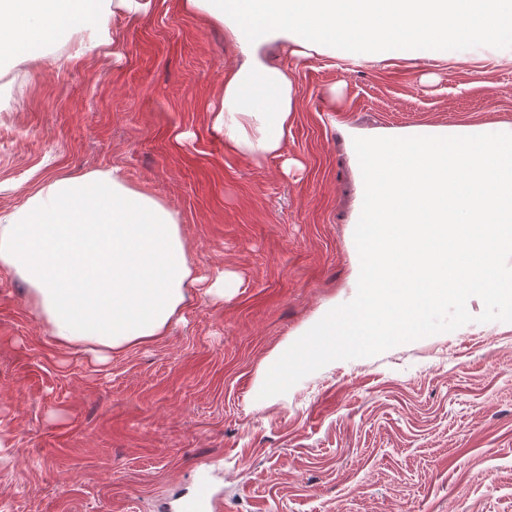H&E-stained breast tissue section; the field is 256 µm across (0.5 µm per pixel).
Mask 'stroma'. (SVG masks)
Instances as JSON below:
<instances>
[{
  "label": "stroma",
  "mask_w": 512,
  "mask_h": 512,
  "mask_svg": "<svg viewBox=\"0 0 512 512\" xmlns=\"http://www.w3.org/2000/svg\"><path fill=\"white\" fill-rule=\"evenodd\" d=\"M152 0L114 46L53 48L0 73V211L45 178L120 168L180 217L198 276L167 332L106 364L64 347L0 269V512H179L210 475L221 512H512V322H473L337 360L260 398L256 376L357 292L363 185L353 140L377 131H512V66L329 56L292 69L283 160L256 164L207 126L234 62L224 34Z\"/></svg>",
  "instance_id": "35a3bbf8"
}]
</instances>
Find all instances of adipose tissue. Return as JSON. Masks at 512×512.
<instances>
[{
    "label": "adipose tissue",
    "instance_id": "1",
    "mask_svg": "<svg viewBox=\"0 0 512 512\" xmlns=\"http://www.w3.org/2000/svg\"><path fill=\"white\" fill-rule=\"evenodd\" d=\"M149 5L0 0V70L41 66L64 37L74 58L114 44L110 18ZM183 10L222 29L237 58L208 104V125L258 164L283 155L298 92L292 71L268 62V44L361 63L445 60L478 40L512 64V0H183ZM0 268L28 284L60 344L87 346L101 361L164 335L196 281L177 215L115 167L45 179L0 215Z\"/></svg>",
    "mask_w": 512,
    "mask_h": 512
}]
</instances>
